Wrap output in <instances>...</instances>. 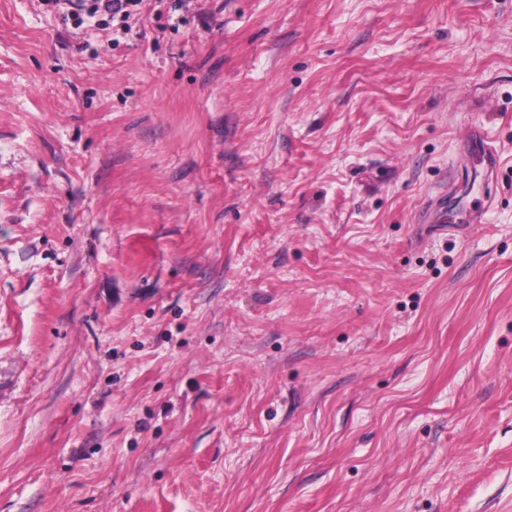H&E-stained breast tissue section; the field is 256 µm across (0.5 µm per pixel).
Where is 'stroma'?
<instances>
[{"instance_id": "35a3bbf8", "label": "stroma", "mask_w": 512, "mask_h": 512, "mask_svg": "<svg viewBox=\"0 0 512 512\" xmlns=\"http://www.w3.org/2000/svg\"><path fill=\"white\" fill-rule=\"evenodd\" d=\"M0 512H512V0H0ZM63 4L68 9L62 15L63 20H72L78 27L86 19L107 17L109 19H126L130 17L131 10L137 6V0H66Z\"/></svg>"}]
</instances>
